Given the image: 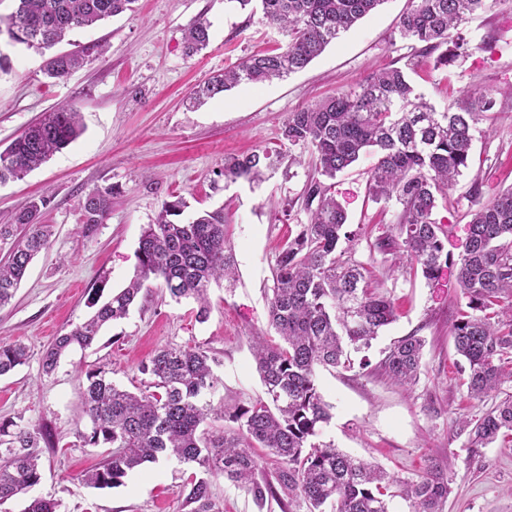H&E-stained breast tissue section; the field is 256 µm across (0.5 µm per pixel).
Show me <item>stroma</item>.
<instances>
[{"label": "stroma", "mask_w": 512, "mask_h": 512, "mask_svg": "<svg viewBox=\"0 0 512 512\" xmlns=\"http://www.w3.org/2000/svg\"><path fill=\"white\" fill-rule=\"evenodd\" d=\"M408 0H384L377 10L331 43L304 69L261 85L242 84L204 104L189 93L240 60L286 45V34L265 24L261 11L236 0H138L135 11L74 30L54 51H37L0 36V149L46 112L67 106L80 112L82 135L23 180L0 184V224L11 223L28 199L42 197L43 223L53 234L33 261L11 302L0 307V339L20 341L28 359L0 377V423L47 424L57 444L40 448L44 475L32 495L54 500L58 512H182L180 493L193 467L164 460L130 473L112 489L87 487L82 476L105 450L76 435L88 419L81 388L90 369L133 392L149 388L141 361L164 347L197 346L216 363L210 395L222 417L211 430L236 428L235 414L264 398L265 387L251 354L254 337L276 340L268 294L276 256L296 236L308 214L302 193L310 153L288 145L281 133L290 112L364 82L386 67H401L409 53L396 25ZM209 25L210 44L187 56L185 34L195 20ZM468 50L446 67L435 55L421 58L415 90L437 111H453L474 93H494L495 121L480 120L473 132L471 164L448 190L436 217L451 232L447 249L458 254L468 214L492 195L512 187V0H497L459 28ZM99 43L102 54L60 80L44 68L52 52ZM269 152L263 181L224 176L233 156ZM376 162L362 154L330 182L345 208L356 259L371 266L377 291L390 295L396 319L372 340L367 369L320 370L319 388L331 407L318 442L377 464L402 481L440 470L450 493L442 512H512V448L490 446L470 454L460 416H479L512 385L481 400L470 399L457 369L450 327L462 302L454 273L430 282L408 267L390 269L367 245L390 233L398 208L377 203L367 182ZM483 184L474 196V181ZM112 188L111 209L93 233H85L82 203L94 188ZM184 199L188 213L224 211V235L232 248L237 280L210 286L211 309L196 321L193 301L171 300L161 285L138 298L127 318L108 323L87 350L63 356L52 373L41 359L49 344L90 315L96 286L105 294L125 288L137 263L146 225L163 202ZM423 337L416 384H395L379 364L408 335ZM212 492L222 512H282L268 500L257 504L224 479Z\"/></svg>", "instance_id": "obj_1"}]
</instances>
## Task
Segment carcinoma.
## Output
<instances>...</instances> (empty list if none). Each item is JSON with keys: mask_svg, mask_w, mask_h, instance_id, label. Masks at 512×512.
<instances>
[{"mask_svg": "<svg viewBox=\"0 0 512 512\" xmlns=\"http://www.w3.org/2000/svg\"><path fill=\"white\" fill-rule=\"evenodd\" d=\"M260 2L263 18L287 33L277 52L252 55L234 68L195 88L201 100L236 85L286 77L307 66L325 48L349 31L384 0H235L241 8ZM16 8L0 20L6 33L29 48L49 49L76 29L91 26L130 9L135 0H15ZM495 0H411L398 23L401 39L423 47L414 59L446 46L437 65L448 66L467 50L452 31ZM209 44L208 24L196 21L186 35V54ZM84 56L59 53L44 69L50 79L67 76ZM490 93L467 97L454 112H437L415 89L405 69L384 68L355 88L342 90L289 113L282 137L291 146L310 151L313 173L303 199L308 223L278 253L269 318L282 339L271 344L257 336L252 352L267 399L241 409L237 429L215 433L207 426L218 414L205 396L217 382L214 359L197 347H165L141 362L139 371L152 379L154 391L120 389L100 371L85 373L83 390L89 427L78 431L87 445L110 449L83 478L85 485L114 488L128 473L146 463L175 459L192 465L201 476L181 491L183 512H222L212 481L224 478L251 494L258 503L267 497L301 499L309 512H389L391 488L414 512H441L448 498V480L430 471L412 482L398 483L382 468L344 453L331 444L313 442L331 419L330 405L318 385L322 369L354 368L351 351L370 345L379 330L395 320L392 300L371 291L366 265L340 248L352 241L342 205L329 193L333 179L360 155L371 152L376 163L368 193L376 202L399 206L394 232L368 244L395 265L421 270L429 281L443 268H454L465 301L451 324L457 354L470 397L482 399L512 381V188L496 194L471 212L467 237L457 256L448 254L447 225L434 218L438 198L469 167L474 125L494 111ZM83 133L79 113L66 107L47 112L0 150V184L24 179L55 152ZM227 178L256 180L261 176L258 154L224 163ZM112 204V188H95L84 201L85 233L103 223ZM43 197L32 198L16 212L13 223L0 224V306L18 288L28 265L50 239L40 223ZM186 203L178 198L162 204L156 221L147 225L136 251L134 278L120 292L97 306L94 314L55 338L42 356V369L52 372L72 347L90 348L103 325L126 318L140 293L162 283L175 301L197 303L196 319H207L211 283L234 275L231 248L224 238V209L198 212L179 219ZM424 340L409 335L398 341L380 367L401 385H412L422 367ZM27 348L0 341V376L26 363ZM468 431L467 448L476 454L495 443L512 447V395L477 418L458 421ZM54 446L42 424L0 423V505L27 494L42 480L40 444ZM264 448L281 461L278 485L258 478L256 449Z\"/></svg>", "mask_w": 512, "mask_h": 512, "instance_id": "1", "label": "carcinoma"}]
</instances>
